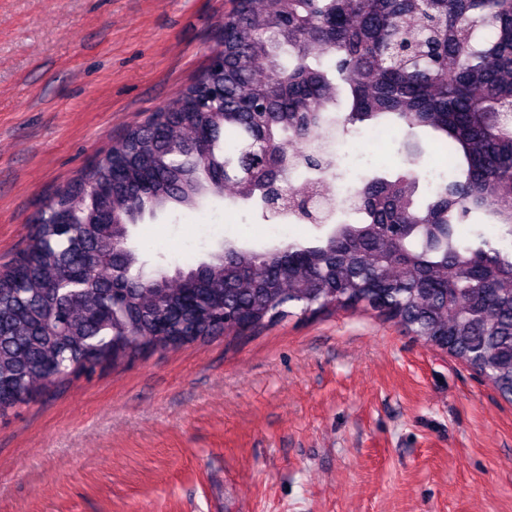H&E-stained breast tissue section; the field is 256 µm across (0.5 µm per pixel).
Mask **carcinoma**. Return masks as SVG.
<instances>
[{
	"instance_id": "1",
	"label": "carcinoma",
	"mask_w": 512,
	"mask_h": 512,
	"mask_svg": "<svg viewBox=\"0 0 512 512\" xmlns=\"http://www.w3.org/2000/svg\"><path fill=\"white\" fill-rule=\"evenodd\" d=\"M230 2L223 61L59 189L0 271V415L146 350L357 307L512 402V249L501 246L512 241V0ZM386 125L403 130L408 168L351 186L326 217L289 205L326 229L315 241L226 242L172 274L145 273L130 245L145 216L199 210L226 190L266 212L272 176L301 200L295 173L337 176L325 139ZM423 132L453 174L421 200Z\"/></svg>"
}]
</instances>
